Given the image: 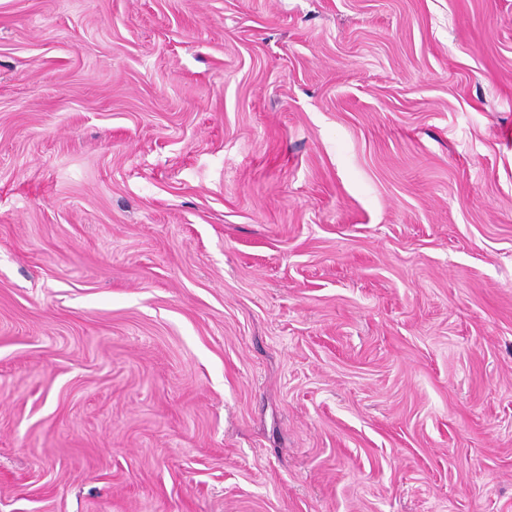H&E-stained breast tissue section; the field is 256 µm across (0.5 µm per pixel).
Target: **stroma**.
Returning a JSON list of instances; mask_svg holds the SVG:
<instances>
[{
    "mask_svg": "<svg viewBox=\"0 0 512 512\" xmlns=\"http://www.w3.org/2000/svg\"><path fill=\"white\" fill-rule=\"evenodd\" d=\"M0 512H512V0H0Z\"/></svg>",
    "mask_w": 512,
    "mask_h": 512,
    "instance_id": "35a3bbf8",
    "label": "stroma"
}]
</instances>
